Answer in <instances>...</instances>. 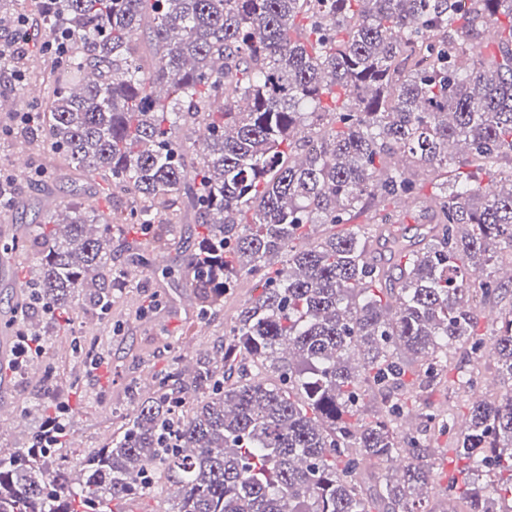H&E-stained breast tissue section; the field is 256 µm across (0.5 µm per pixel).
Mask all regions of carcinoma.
I'll return each instance as SVG.
<instances>
[{
	"label": "carcinoma",
	"mask_w": 512,
	"mask_h": 512,
	"mask_svg": "<svg viewBox=\"0 0 512 512\" xmlns=\"http://www.w3.org/2000/svg\"><path fill=\"white\" fill-rule=\"evenodd\" d=\"M16 2L0 38L19 44ZM33 18L70 50L20 136L43 133L104 196L148 199L115 221L157 246L155 212L195 214L206 233L179 274L203 311L243 277L261 293L220 359L134 398L77 474H48L47 449L0 452V512H109L169 483L163 512H434L445 435L464 462L448 512H512V312L481 327L473 306L512 294L495 270L512 254V0H40ZM423 171L442 190L409 238L390 204ZM65 210L0 260L37 248L17 284L67 325L124 270L109 217ZM461 339L506 389L463 431L428 403ZM414 412L420 434L399 428Z\"/></svg>",
	"instance_id": "1"
}]
</instances>
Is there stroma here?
<instances>
[{
  "label": "stroma",
  "mask_w": 512,
  "mask_h": 512,
  "mask_svg": "<svg viewBox=\"0 0 512 512\" xmlns=\"http://www.w3.org/2000/svg\"><path fill=\"white\" fill-rule=\"evenodd\" d=\"M46 61L32 53L24 83H17L12 71L0 73V97L6 101L0 118L36 106L45 95L42 82ZM26 150L30 159L45 164L47 185L33 182L31 174L16 176L15 202L0 211L13 224L30 223L45 186L56 188L62 202L84 210H119L128 203V191L116 189L101 198L95 193L96 180L63 164L44 137L0 141V165H10L16 151ZM169 267H179L194 248L202 227L188 215L167 218ZM114 303L109 310L97 307L76 309L69 331L50 326L43 311L35 321L41 331L44 354L35 369L24 375L0 380V399L10 401L16 418L6 433H0V448H19L35 438L46 416L63 412L70 437L57 452L58 458L77 465L90 451L105 445L130 425L134 409L131 390L142 378H156L173 372L183 357H213L224 341V332L235 320L242 304L256 290L252 282L227 295L218 315L202 314L192 289L184 280L162 272H144L138 280L123 279L112 288ZM102 357L98 370H91L87 354ZM467 369L479 374L475 390L449 388L435 392L433 408L452 407L457 419H465L473 397L501 399L504 389L496 380L494 361H469Z\"/></svg>",
  "instance_id": "stroma-1"
}]
</instances>
